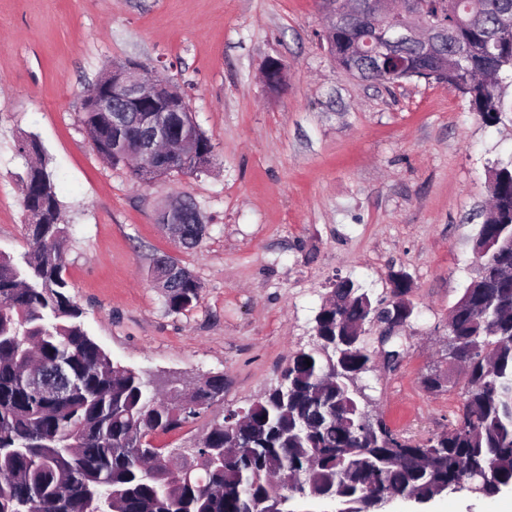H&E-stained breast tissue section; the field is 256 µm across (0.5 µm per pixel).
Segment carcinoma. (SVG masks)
<instances>
[{
    "label": "carcinoma",
    "mask_w": 512,
    "mask_h": 512,
    "mask_svg": "<svg viewBox=\"0 0 512 512\" xmlns=\"http://www.w3.org/2000/svg\"><path fill=\"white\" fill-rule=\"evenodd\" d=\"M334 2L330 53L364 79L388 82L366 45L378 20ZM416 10L447 31L446 50L423 57L392 25L396 58L414 72H442L483 123L499 122L503 83L512 79V0H418ZM475 15L481 24L470 22ZM83 122L108 163L135 149L136 113L122 126L110 112H85ZM195 133L198 157L177 173L211 163L210 140ZM16 153L39 166L26 167L22 184L30 249L17 260L0 252V512H295L291 504L305 498L379 512L397 499L424 504L463 490L491 498L512 488V282L466 287L452 310L448 336L465 367V404L440 434L413 440L389 427L363 430L351 378L370 368L373 352L355 323L385 309L348 278L349 301L338 311L321 306L316 344L291 358L279 385L244 412L230 411L232 427L214 425L193 447L165 452L147 437L186 420L174 415L176 396L114 363L84 329L64 276L69 237L52 174L34 137L20 138ZM491 171L493 205L512 215V161ZM479 235L511 242L512 219L483 224ZM153 276L169 311L197 301L199 281L173 261L154 263ZM285 473L294 487L278 500L273 484Z\"/></svg>",
    "instance_id": "obj_1"
}]
</instances>
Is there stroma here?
Wrapping results in <instances>:
<instances>
[{
  "mask_svg": "<svg viewBox=\"0 0 512 512\" xmlns=\"http://www.w3.org/2000/svg\"><path fill=\"white\" fill-rule=\"evenodd\" d=\"M315 0H0V252L29 248L16 140L42 144L70 236L64 275L88 334L121 366L154 379L224 377V394L159 448L194 444L249 407L314 341L337 278L377 300L408 274L405 352L359 384L397 433L425 438L459 414L464 381L446 366L448 314L475 274L489 206L487 171L512 160V112L487 125L435 81L378 85L343 71ZM286 85L263 84L266 58ZM137 60L184 91L214 147L208 172L144 184L105 163L83 124L87 90L112 62ZM205 225L175 245L159 222L178 199ZM169 256L201 283L167 310L152 276ZM448 370L429 392L423 377ZM494 499L449 493L386 512H493Z\"/></svg>",
  "mask_w": 512,
  "mask_h": 512,
  "instance_id": "obj_1",
  "label": "stroma"
}]
</instances>
